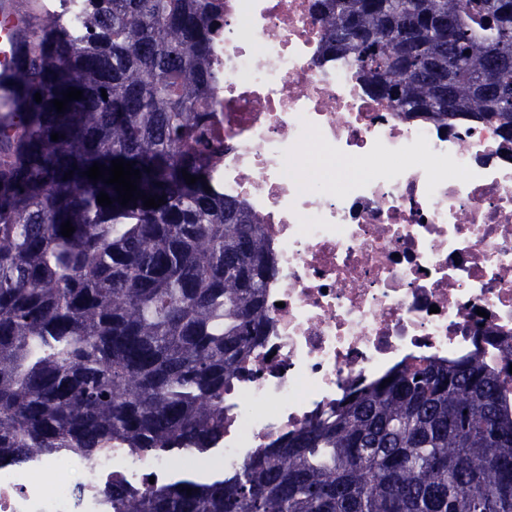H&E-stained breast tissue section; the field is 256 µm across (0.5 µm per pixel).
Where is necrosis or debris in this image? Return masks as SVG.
<instances>
[{"mask_svg": "<svg viewBox=\"0 0 512 512\" xmlns=\"http://www.w3.org/2000/svg\"><path fill=\"white\" fill-rule=\"evenodd\" d=\"M215 2L214 176L276 261L267 332L224 392L222 446L0 468V512H111L113 479L143 491L177 469L234 471L397 365L512 352V143L495 125L445 130L371 96L347 59L323 57L313 0ZM324 156L372 167L339 191L308 175Z\"/></svg>", "mask_w": 512, "mask_h": 512, "instance_id": "obj_1", "label": "necrosis or debris"}]
</instances>
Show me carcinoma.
Returning <instances> with one entry per match:
<instances>
[{
  "label": "carcinoma",
  "mask_w": 512,
  "mask_h": 512,
  "mask_svg": "<svg viewBox=\"0 0 512 512\" xmlns=\"http://www.w3.org/2000/svg\"><path fill=\"white\" fill-rule=\"evenodd\" d=\"M491 2L314 6L324 52L351 59L405 118L493 123L512 142V18ZM221 21L214 0H84L79 29L62 11L34 17L14 64L16 112L0 122L1 466L224 437V385L265 335L276 267L262 225L211 185L224 148L189 142L216 117L198 106L214 99ZM70 87L83 97L59 113ZM115 159L135 162L137 190L164 204L124 207L85 176ZM505 372L480 352L402 364L221 479L144 492L112 481V512H512Z\"/></svg>",
  "instance_id": "obj_1"
}]
</instances>
